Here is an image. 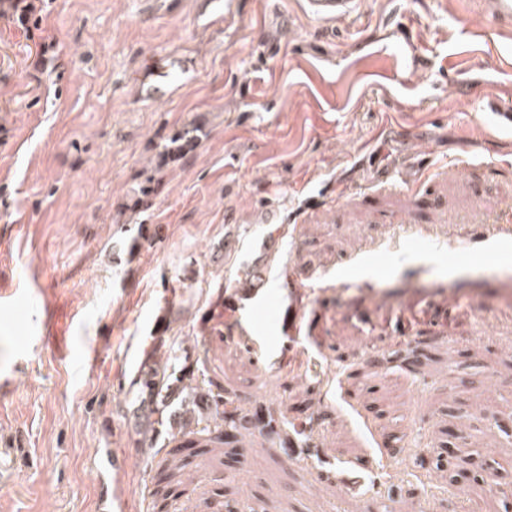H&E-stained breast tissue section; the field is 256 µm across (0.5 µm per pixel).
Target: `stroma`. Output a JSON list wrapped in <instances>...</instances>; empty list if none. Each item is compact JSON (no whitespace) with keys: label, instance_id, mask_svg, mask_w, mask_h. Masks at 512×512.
<instances>
[{"label":"stroma","instance_id":"stroma-1","mask_svg":"<svg viewBox=\"0 0 512 512\" xmlns=\"http://www.w3.org/2000/svg\"><path fill=\"white\" fill-rule=\"evenodd\" d=\"M203 2L36 0L29 32L0 0V512H100L103 484L151 512L130 390L160 339L314 423L199 456L168 512H495L457 472L512 490V131L472 89L512 110V30L475 0ZM354 0H307L309 12L318 18H339L354 10Z\"/></svg>","mask_w":512,"mask_h":512}]
</instances>
